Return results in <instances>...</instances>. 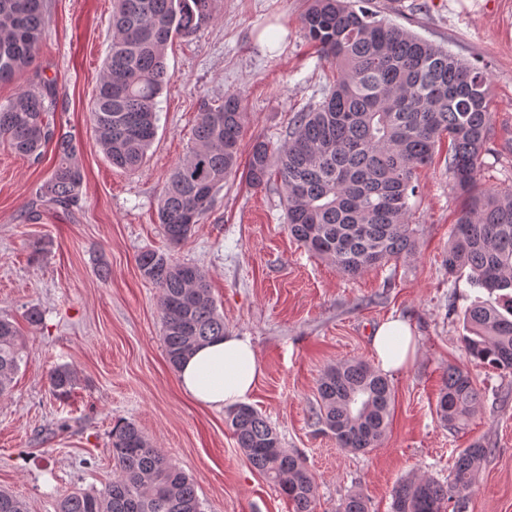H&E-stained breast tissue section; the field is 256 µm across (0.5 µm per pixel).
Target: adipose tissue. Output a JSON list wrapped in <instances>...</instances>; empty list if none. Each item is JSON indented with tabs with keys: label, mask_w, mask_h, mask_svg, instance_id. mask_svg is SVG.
I'll return each mask as SVG.
<instances>
[{
	"label": "adipose tissue",
	"mask_w": 512,
	"mask_h": 512,
	"mask_svg": "<svg viewBox=\"0 0 512 512\" xmlns=\"http://www.w3.org/2000/svg\"><path fill=\"white\" fill-rule=\"evenodd\" d=\"M377 368L393 372L413 363L418 341L408 322L390 318L372 336ZM263 365L250 337L227 333L196 348L179 368V386L194 404L230 408L243 403L261 376Z\"/></svg>",
	"instance_id": "1"
}]
</instances>
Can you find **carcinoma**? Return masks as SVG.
<instances>
[{"mask_svg":"<svg viewBox=\"0 0 512 512\" xmlns=\"http://www.w3.org/2000/svg\"><path fill=\"white\" fill-rule=\"evenodd\" d=\"M214 0H113L112 44L104 60L91 115L101 150L112 165L142 168L157 133V98L172 80L166 49L176 36L198 32L214 20ZM300 23L307 41L336 67L323 99L294 113L288 138L273 147L255 140L245 178L262 187L280 180L290 235L314 255L330 259L344 275L415 252L409 224L419 169L448 139L446 168L466 195L444 267L448 276L468 268L488 292L462 313L471 361L512 373V190L474 192L491 133L490 80L484 67L379 16L371 0H306ZM45 26V0H0V83L35 61ZM56 84L42 81L0 105V140L38 159L55 143L58 161L40 189L42 201L67 207L82 184L72 140L49 119ZM246 127L242 97L206 106L193 128L192 146L165 182L158 220L173 247L185 242L210 211L224 181L238 170ZM141 275L161 293L162 341L177 368L193 348L224 335L207 274L167 252L137 255ZM27 347L13 321L0 316V397L9 395ZM75 381L67 364L49 372L53 395L66 398ZM319 414L338 447L365 452L385 435L394 407L388 378L351 359L328 369L317 385ZM481 403L470 373L448 366L436 399L446 426L460 427ZM227 425L250 465L271 481L293 512H316L318 486L295 451L282 447L277 430L249 404L231 408ZM490 449L476 442L459 452L441 483L406 479L392 489L393 512H448L474 493L475 476ZM116 470L99 491H74L57 512H201L193 480L131 421L112 427ZM0 512H26L25 503L0 490ZM336 512H369L354 491Z\"/></svg>","mask_w":512,"mask_h":512,"instance_id":"carcinoma-1","label":"carcinoma"}]
</instances>
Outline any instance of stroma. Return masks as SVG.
I'll return each instance as SVG.
<instances>
[{
    "mask_svg": "<svg viewBox=\"0 0 512 512\" xmlns=\"http://www.w3.org/2000/svg\"><path fill=\"white\" fill-rule=\"evenodd\" d=\"M394 23L485 66L491 140L478 187L512 189V0H372ZM304 0H216L213 21L176 37L166 64L173 81L158 99L156 138L145 165L126 172L105 157L91 101L112 41V0H46V24L29 69L0 84V104L42 79L55 80L52 118L77 147V204L42 202L56 161L19 156L0 141V314L20 328L29 359L11 397L0 400V488L27 512H56L65 495L101 489L114 474L112 427L135 422L196 484L204 512H289L286 499L237 447L226 410L198 407L179 391L167 361L159 290L138 253L169 249L157 217L166 177L191 147L202 104L240 93L247 127L239 161L255 138L284 141L294 114L321 100L330 64L306 41ZM287 31L263 40L270 26ZM447 145L419 173L410 222L416 251L355 276L309 253L286 224L279 181L254 188L229 177L215 204L174 258L210 279L227 331L252 338L264 373L248 399L299 452L318 485L316 512H334L351 490L370 512H391L403 478L447 481L457 452L481 442L489 454L464 512H512V375L472 365L462 313L482 291L467 272L447 277L441 261L461 200L445 170ZM108 269L101 278L100 269ZM39 308L42 321L26 313ZM400 316L418 338L414 363L390 375L395 404L382 442L368 452L337 448L318 420L317 382L337 363L372 361L373 331ZM70 365L71 395L50 392L48 372ZM470 370L481 405L465 429L440 424L435 405L449 366ZM70 427L59 431L60 421Z\"/></svg>",
    "mask_w": 512,
    "mask_h": 512,
    "instance_id": "35a3bbf8",
    "label": "stroma"
}]
</instances>
